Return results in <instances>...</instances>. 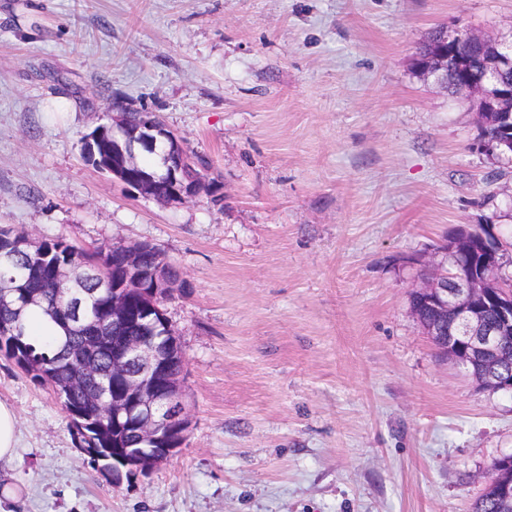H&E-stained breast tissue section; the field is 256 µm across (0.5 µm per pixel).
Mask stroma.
Segmentation results:
<instances>
[{"label":"stroma","instance_id":"1","mask_svg":"<svg viewBox=\"0 0 512 512\" xmlns=\"http://www.w3.org/2000/svg\"><path fill=\"white\" fill-rule=\"evenodd\" d=\"M512 40V0H0V224L148 242L190 428L112 488L53 392L0 356L19 512H472L512 454V392L442 360L410 310L459 227L512 233V173L413 68L435 29ZM208 158L224 202L161 204L87 165L111 106Z\"/></svg>","mask_w":512,"mask_h":512}]
</instances>
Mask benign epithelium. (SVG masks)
Wrapping results in <instances>:
<instances>
[{
	"label": "benign epithelium",
	"instance_id": "benign-epithelium-1",
	"mask_svg": "<svg viewBox=\"0 0 512 512\" xmlns=\"http://www.w3.org/2000/svg\"><path fill=\"white\" fill-rule=\"evenodd\" d=\"M461 40L458 33L443 32L437 41L439 48L425 61H415L416 68L444 88L448 87V73H453L459 98L474 105L477 125L484 124L493 112L512 123V42L497 45L483 73L471 77L464 72L467 60L456 55ZM170 139L180 147V152L168 154L167 162L180 169L197 166L207 173L204 163L182 147L179 137L173 134ZM475 146L491 158L512 155V138L482 136ZM117 148L123 157V168H112V178L142 190V185L125 172L137 165L131 145L119 144ZM507 249L493 224L487 226L479 248L471 233L457 235L452 242L437 248L443 254L440 261L422 266L410 298L411 312L422 334L440 355L466 369L477 383L494 390L512 391V367L506 368L501 360L503 349L512 348V281L459 273L478 253L482 254V264L496 268ZM159 315L161 323L151 326V333L122 341L112 363V374L122 380L121 395L112 398V422L135 420L148 445L159 442L172 422L181 426L189 423L183 374L169 377L162 389L156 386L160 361L156 333L161 328H170L165 311H159ZM127 365L133 366V370L125 373ZM175 452L177 449L170 448L160 457L145 448H129L128 456L118 464L104 465L102 457H97L98 471L112 487L119 488L125 478L147 474ZM486 486L512 510V454L494 462Z\"/></svg>",
	"mask_w": 512,
	"mask_h": 512
}]
</instances>
